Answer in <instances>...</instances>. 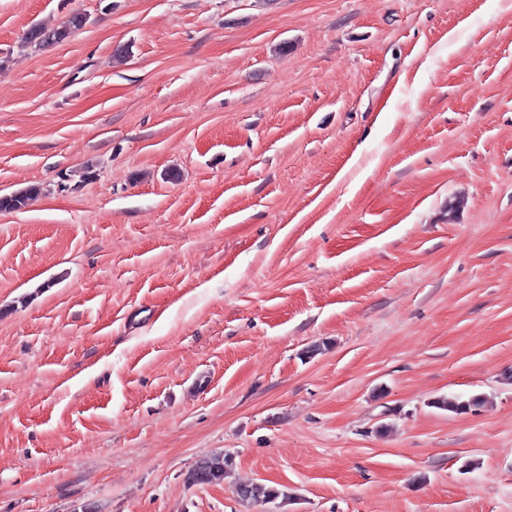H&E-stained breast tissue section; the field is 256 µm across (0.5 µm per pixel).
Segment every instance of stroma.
Instances as JSON below:
<instances>
[{
  "instance_id": "1",
  "label": "stroma",
  "mask_w": 512,
  "mask_h": 512,
  "mask_svg": "<svg viewBox=\"0 0 512 512\" xmlns=\"http://www.w3.org/2000/svg\"><path fill=\"white\" fill-rule=\"evenodd\" d=\"M31 186L0 512H512V0H0ZM86 18L75 13L70 16L67 24L57 28L34 27L26 39L39 46L61 43L69 36L72 30L79 29L85 24ZM203 463L202 465L200 463ZM232 460L222 454H214L197 461L188 471L186 481L190 485H207L224 482L232 469ZM237 496L242 501H274L280 497L282 499L289 498V496L276 488H267L259 484H238L235 488Z\"/></svg>"
}]
</instances>
